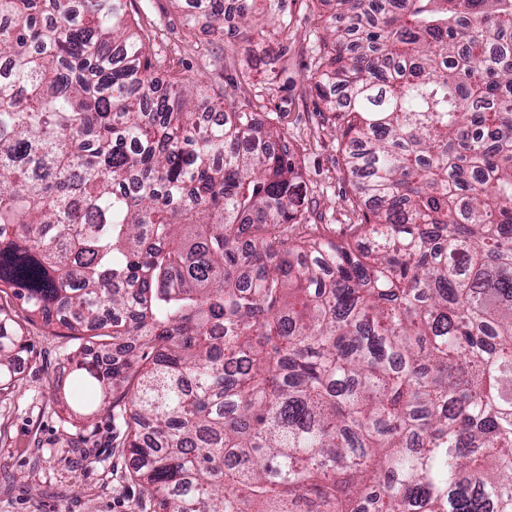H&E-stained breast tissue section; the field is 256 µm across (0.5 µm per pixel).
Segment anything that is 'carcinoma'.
I'll use <instances>...</instances> for the list:
<instances>
[{"mask_svg":"<svg viewBox=\"0 0 512 512\" xmlns=\"http://www.w3.org/2000/svg\"><path fill=\"white\" fill-rule=\"evenodd\" d=\"M131 0H0V294L123 401L153 512H512V0H317L357 222ZM247 58L280 0H189ZM29 338L0 306V395Z\"/></svg>","mask_w":512,"mask_h":512,"instance_id":"1","label":"carcinoma"}]
</instances>
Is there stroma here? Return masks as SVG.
<instances>
[{
  "label": "stroma",
  "mask_w": 512,
  "mask_h": 512,
  "mask_svg": "<svg viewBox=\"0 0 512 512\" xmlns=\"http://www.w3.org/2000/svg\"><path fill=\"white\" fill-rule=\"evenodd\" d=\"M291 21L288 54L276 71L251 68V83L235 79L240 40L209 33L204 18L172 0H133L142 28L156 35L154 49L174 69L201 75L223 89L227 102L250 98L271 113L290 148L301 160L311 221L342 239L355 219L354 190L343 164L336 129L318 109L314 90L320 38L330 22L312 0H285ZM10 311L29 338L30 349L17 363V382L0 397V512H153L133 477L122 446L119 409L107 406L91 419L70 416L56 396L68 384L62 361L72 348L58 328L30 320L20 303Z\"/></svg>",
  "instance_id": "1"
}]
</instances>
